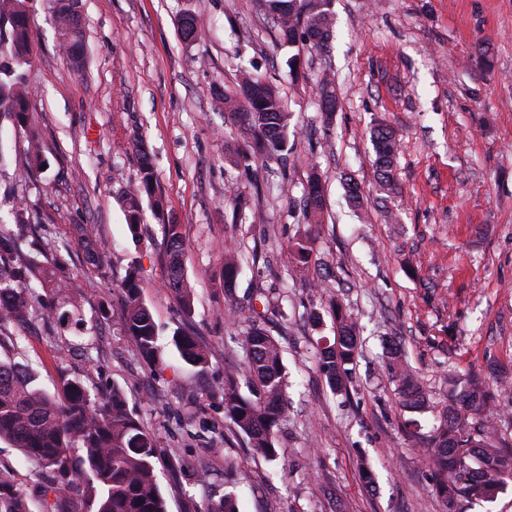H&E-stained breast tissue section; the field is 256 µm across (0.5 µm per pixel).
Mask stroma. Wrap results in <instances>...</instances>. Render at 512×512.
<instances>
[{"label":"stroma","mask_w":512,"mask_h":512,"mask_svg":"<svg viewBox=\"0 0 512 512\" xmlns=\"http://www.w3.org/2000/svg\"><path fill=\"white\" fill-rule=\"evenodd\" d=\"M34 51L25 71L31 107L50 164L24 187L34 232L56 241L88 224L106 271L72 246L66 275L77 305L63 320L35 323L18 358L54 392L60 376L95 391L120 388L153 437L155 473L168 512H204L234 492L239 512H447L434 487L424 441L448 398V377L512 376V0H333L336 33L328 55L277 46L255 0H81L86 65L73 72L58 48L48 0H28ZM187 13L206 22L203 38L180 39ZM486 62H479L477 49ZM254 68L277 88L292 115L287 163L227 171L233 116L214 91ZM330 74L339 107L323 128L314 86ZM390 125L400 138L399 190L379 191L369 130ZM142 138L164 201L131 235L118 200L139 173L131 149ZM325 186L321 223H305L303 187L311 170ZM365 206L352 210L344 178ZM235 186L256 222L236 224L224 203ZM179 224L188 244L191 311L175 300L164 266L162 226ZM313 255L293 272L292 245ZM244 253L234 297L224 294L225 250ZM139 267L143 296L161 331L165 363L147 366L117 318L120 282ZM275 306L267 323L283 349L287 418L280 456L253 455L224 418L218 388L240 370L243 326L235 309L257 293ZM357 326L359 354L348 390L332 392L316 363L333 339L330 303ZM190 324L210 347L204 370L171 344ZM94 339L93 359L70 341ZM402 351L390 359L388 347ZM427 392L417 426L398 405L403 372ZM239 461L226 480L225 460ZM371 468L374 484L362 472ZM0 469L12 471L31 512L43 489L19 451L0 441Z\"/></svg>","instance_id":"obj_1"}]
</instances>
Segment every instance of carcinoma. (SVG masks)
<instances>
[{"mask_svg": "<svg viewBox=\"0 0 512 512\" xmlns=\"http://www.w3.org/2000/svg\"><path fill=\"white\" fill-rule=\"evenodd\" d=\"M10 2L5 21L6 51L0 50V112L13 124L29 131L25 162L16 169L15 185L4 199L10 203L9 223L19 227L37 221L35 209L19 187L25 185L41 166L49 164L43 141L30 107L24 67L33 52V31L27 0ZM74 0H50L59 47L71 67H84L83 34L70 29V9ZM273 22L280 45H302L317 53L329 51L334 37L335 16L331 0H258ZM178 25L183 39L195 41L201 21L188 13ZM320 120L328 128L337 108L333 81L323 75L317 85ZM219 108L237 117L242 144L228 149L224 162L232 169H248L252 163L279 157L287 151L290 112L278 90L258 73L243 68L233 91L216 92ZM375 172L383 192H398L399 139L383 124L374 127ZM132 150L138 156V180L119 192L126 221L132 233L144 223L145 208L162 209L151 155L136 138ZM345 197L351 208L362 206L360 188L352 178H344ZM324 206V187L317 170L310 173L303 194V217L316 224ZM163 258L171 290L182 308L189 312L193 288L188 279L186 240L178 224H164ZM74 240L84 248L86 259L102 270L106 256L91 227L79 224ZM70 244L53 245L41 238H28L0 227V439L22 452L24 458L49 477L43 494V512H70L73 493L91 502L95 512H167L165 498L157 482L155 449L150 433L128 409L123 392L93 394L76 379L61 378L57 393L38 388L29 366L13 351L18 337L6 334L9 325H21L34 318L55 319L57 307L47 304L38 289H51L59 298L69 297L70 282L63 271ZM296 270H306L312 249L308 239L293 244ZM238 254L224 257V288L232 292L241 270ZM139 269L131 266L120 283L122 301L118 319L138 353L152 364L163 363L158 330L142 296ZM330 315L336 323L333 342H325L318 352L317 367L333 392L346 389V380L357 356L359 340L350 314L332 304ZM241 339L242 373L228 372L219 392L224 398L225 419L235 432L246 438L254 453L268 461L279 457L276 431L285 414V373L280 342L260 323L253 309L246 318ZM181 360L195 368H205L210 350L190 326L178 328L171 340ZM246 385L251 393L241 392ZM426 392L413 374L402 375L400 404L410 412L425 407ZM495 400L485 379L448 377V404L439 412V424L427 442V458L435 472V491L448 512H457L463 500H493L512 481V448L495 443L494 432L473 417L487 415ZM0 512H30L28 500L20 493L14 476L0 470Z\"/></svg>", "mask_w": 512, "mask_h": 512, "instance_id": "obj_1", "label": "carcinoma"}]
</instances>
